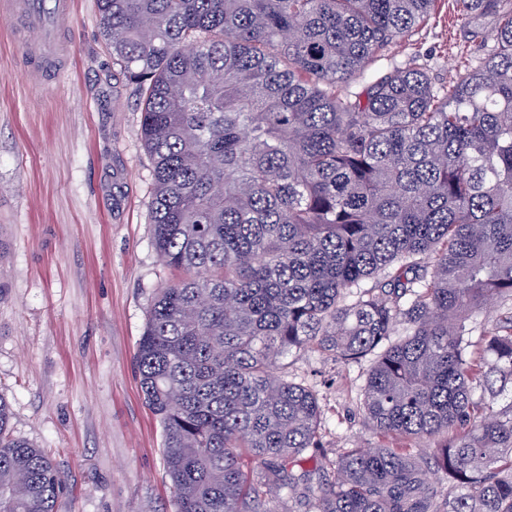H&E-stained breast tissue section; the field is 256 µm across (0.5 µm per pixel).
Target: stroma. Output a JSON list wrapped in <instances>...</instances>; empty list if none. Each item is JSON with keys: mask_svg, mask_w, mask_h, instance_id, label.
<instances>
[{"mask_svg": "<svg viewBox=\"0 0 512 512\" xmlns=\"http://www.w3.org/2000/svg\"><path fill=\"white\" fill-rule=\"evenodd\" d=\"M71 2L59 22L69 58L38 85L0 16V397L14 436L68 479L54 512H174L134 364L151 298L176 278L151 245L142 96L112 57L96 0ZM483 52L450 0H436L380 63L418 55L441 82ZM287 362L319 394L329 452L379 444L358 411L369 362L307 351Z\"/></svg>", "mask_w": 512, "mask_h": 512, "instance_id": "obj_1", "label": "stroma"}]
</instances>
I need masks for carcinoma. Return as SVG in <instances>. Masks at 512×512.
I'll list each match as a JSON object with an SVG mask.
<instances>
[{
	"label": "carcinoma",
	"mask_w": 512,
	"mask_h": 512,
	"mask_svg": "<svg viewBox=\"0 0 512 512\" xmlns=\"http://www.w3.org/2000/svg\"><path fill=\"white\" fill-rule=\"evenodd\" d=\"M434 3L97 0L180 273L135 355L175 512H512V409L477 394L512 385V312L470 327L512 300V0H455L494 35L446 83L371 70ZM302 350L375 357L360 411L405 443L327 457ZM10 420L0 398V512H54L67 478ZM510 308H512V301L508 300L503 302V305L497 304L494 307L488 310H482L476 313L470 322V327H472L473 331V340H478L480 336L478 334L480 331L492 325L498 318H501L505 313L510 312Z\"/></svg>",
	"instance_id": "obj_1"
}]
</instances>
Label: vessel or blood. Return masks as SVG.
Returning a JSON list of instances; mask_svg holds the SVG:
<instances>
[{
  "instance_id": "vessel-or-blood-1",
  "label": "vessel or blood",
  "mask_w": 512,
  "mask_h": 512,
  "mask_svg": "<svg viewBox=\"0 0 512 512\" xmlns=\"http://www.w3.org/2000/svg\"><path fill=\"white\" fill-rule=\"evenodd\" d=\"M70 0H0V13L17 19V37L31 44L35 54L49 63L63 64L68 46L56 29L67 14Z\"/></svg>"
}]
</instances>
